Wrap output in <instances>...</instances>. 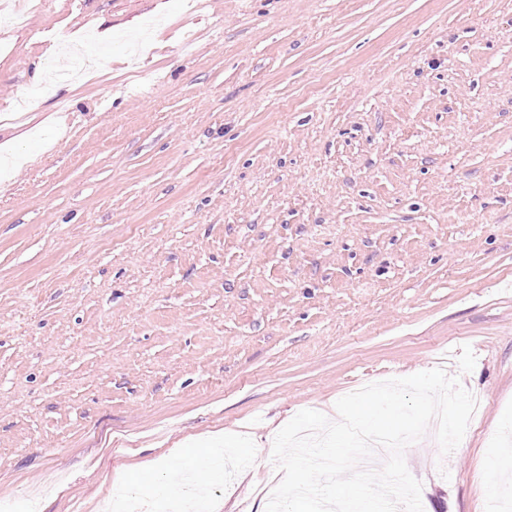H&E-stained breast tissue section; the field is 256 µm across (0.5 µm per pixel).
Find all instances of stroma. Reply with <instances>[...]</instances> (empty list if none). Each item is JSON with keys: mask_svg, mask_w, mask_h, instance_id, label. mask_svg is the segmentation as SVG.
<instances>
[{"mask_svg": "<svg viewBox=\"0 0 512 512\" xmlns=\"http://www.w3.org/2000/svg\"><path fill=\"white\" fill-rule=\"evenodd\" d=\"M2 40L1 501L97 512L175 457L202 512H265L282 473L244 446L444 356L484 409L405 462L423 512H492L512 0H43ZM58 44L68 77L33 86ZM208 447L228 451L213 483Z\"/></svg>", "mask_w": 512, "mask_h": 512, "instance_id": "1", "label": "stroma"}]
</instances>
